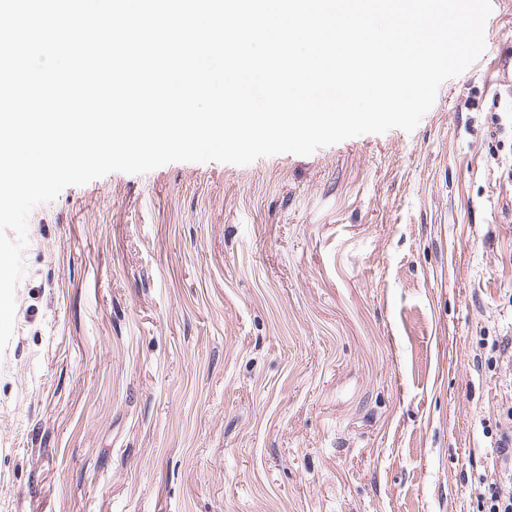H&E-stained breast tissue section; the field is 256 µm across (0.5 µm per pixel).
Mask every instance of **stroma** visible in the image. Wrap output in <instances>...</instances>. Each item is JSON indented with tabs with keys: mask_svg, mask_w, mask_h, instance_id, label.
Returning <instances> with one entry per match:
<instances>
[{
	"mask_svg": "<svg viewBox=\"0 0 512 512\" xmlns=\"http://www.w3.org/2000/svg\"><path fill=\"white\" fill-rule=\"evenodd\" d=\"M392 129L64 188L0 350V512H474L512 432V0Z\"/></svg>",
	"mask_w": 512,
	"mask_h": 512,
	"instance_id": "obj_1",
	"label": "stroma"
}]
</instances>
